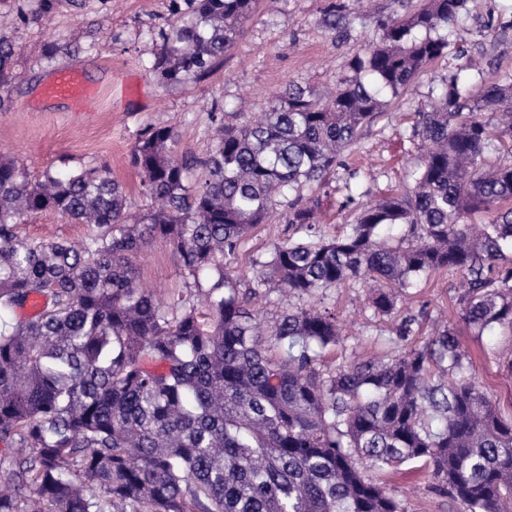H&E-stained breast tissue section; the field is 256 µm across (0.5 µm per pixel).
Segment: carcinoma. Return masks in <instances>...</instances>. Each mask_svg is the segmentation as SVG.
<instances>
[{
  "mask_svg": "<svg viewBox=\"0 0 512 512\" xmlns=\"http://www.w3.org/2000/svg\"><path fill=\"white\" fill-rule=\"evenodd\" d=\"M170 3L152 68L176 85L212 70L256 0ZM465 7L426 0L382 22L381 44L353 52L335 94L292 81L257 118L218 123L204 157L179 152L174 127H147L131 153L151 200L138 215L103 167L33 181L0 159V512H406L381 477L409 462L449 512H512V417L467 373L453 323L330 371L336 314L299 304L267 318L260 306L271 289L302 299L358 280L389 315L450 269L464 276L466 327L512 330V207H500L512 201L511 82L474 96L456 71L419 113L412 187L362 205L336 237L315 216L327 173L448 55L438 30ZM345 20L333 0L322 23ZM14 54L1 35L0 83ZM275 210L288 239L245 277L239 244ZM42 211L92 232L78 245L21 237V218ZM478 212L485 222L469 223ZM157 240L184 279L165 296L135 265Z\"/></svg>",
  "mask_w": 512,
  "mask_h": 512,
  "instance_id": "obj_1",
  "label": "carcinoma"
}]
</instances>
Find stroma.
Returning <instances> with one entry per match:
<instances>
[{
    "label": "stroma",
    "mask_w": 512,
    "mask_h": 512,
    "mask_svg": "<svg viewBox=\"0 0 512 512\" xmlns=\"http://www.w3.org/2000/svg\"><path fill=\"white\" fill-rule=\"evenodd\" d=\"M329 2L258 0L237 43L211 72L173 87L151 67L157 49L152 38L167 24L169 0H53L46 24L29 19L36 0H0V16L8 22L4 34L15 47L12 73L0 84V155L20 163L34 180L48 168L106 167L124 186L131 209L146 210L149 201L130 162L146 127L174 126L179 151L202 155L212 145L216 116L242 122L245 114L264 111L289 81L306 83L318 97L331 96L338 81L350 75L352 52L376 44L383 21L411 11L421 0H344L350 22L336 32L321 23ZM450 32L466 56L427 65L327 175L321 205L326 236L356 220V205L345 201L347 187L365 203L406 188L423 152L415 134L418 114L437 102L457 68H464L476 89L512 77V0H468ZM67 67L81 70L100 91L84 109L41 96L48 79ZM19 231L36 241H76L88 228L46 211L25 217ZM287 235L284 216L273 213L241 241L239 272L252 274L253 259ZM137 268L141 282L152 288L167 291L183 284L162 241L146 248ZM462 281L457 271L432 275L389 316L374 315L362 282L350 280L327 291L324 306L335 309L346 326L345 341L330 352L327 365L338 368L425 341L434 322L446 321L454 309ZM406 318L411 332L404 338L399 325ZM456 329L473 360V375L502 412L512 414V332L497 328L479 336L461 323ZM386 481L407 512H448L447 499L432 491L418 465L402 466Z\"/></svg>",
    "instance_id": "obj_1"
}]
</instances>
